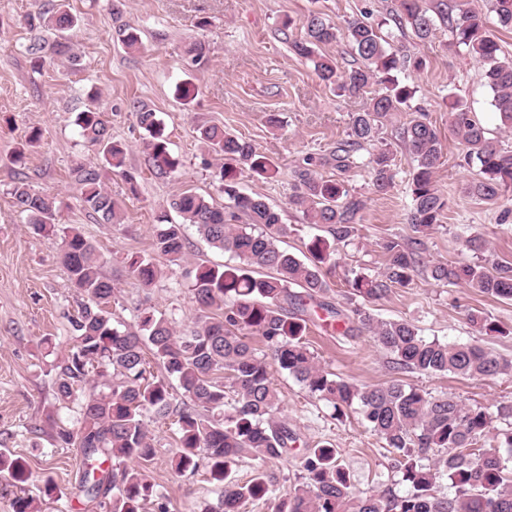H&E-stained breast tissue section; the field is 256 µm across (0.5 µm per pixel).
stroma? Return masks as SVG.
<instances>
[{"mask_svg":"<svg viewBox=\"0 0 512 512\" xmlns=\"http://www.w3.org/2000/svg\"><path fill=\"white\" fill-rule=\"evenodd\" d=\"M69 4L80 19L73 38L79 63L73 66L58 58L35 72L24 52L30 35L20 23L35 0H0V448L26 460L30 495H38L45 479L53 480L58 498L43 504V512H99L78 489V471L83 466L80 452L61 447L52 438L53 425L69 427L76 418L74 412L57 406L49 375L51 359L42 345L46 339L65 346L70 343L67 315L74 312L77 296L67 286V272L59 259L61 238L36 231L26 215L13 208L9 188L18 177L27 176L36 191L55 197L59 222L78 227L94 244L116 286L111 303L115 321L136 325L137 308L146 302L173 319L176 329H186L196 310L189 270L200 263L232 265L235 257L210 248L195 227H186V263L147 292L129 274L126 258L151 253L157 218L179 189L190 187L223 203L210 158L198 139L199 127L222 125L276 164L275 177L246 174L240 178V188L264 197L281 212L284 223L292 228L283 240L284 248L305 255L308 240L319 229L288 206L294 172L307 155L329 153L337 141L345 139L349 114L362 102L337 96L312 65L279 38L277 29L284 18L299 20L312 11L339 26L367 13L377 19L385 15L392 0H126L123 19L141 31L143 45L137 51L125 49L117 39L111 0H69ZM203 19L209 22L204 29L198 26ZM383 32L408 55L421 59V67L408 68L399 78L415 88L416 105L441 133L443 157L435 180L447 208L440 226L424 240V260L475 261L463 242L477 235L489 243L495 258L512 261V192L495 205L464 193L476 170L465 164L462 148L448 126L447 95L453 92L477 113L493 137L512 148V133L498 128L493 93L481 64L454 45L444 26L428 43L392 26ZM195 39L204 40L209 48L208 61L201 67L191 64L183 53ZM181 83L198 91L190 104L175 95ZM92 91L110 115L113 139L126 144V167L136 176L130 185L110 169L102 171L105 187L121 207L122 221L114 225L88 216L70 179L75 163L99 161L75 123L77 113L89 106ZM133 99L154 109L165 125L170 153L178 161L170 176L158 177L152 171L143 149L146 133L128 109ZM270 112L281 114V127H268ZM409 118V113H399L382 129L396 163L395 184L387 195L373 194L368 168L350 174V187L366 205L355 236L339 245L329 277L327 299L340 309L350 307L347 279L357 273L381 272L384 258L378 241L412 234L407 217L415 163L398 137ZM34 127L41 128L42 138L30 146L26 140ZM21 147L26 150L25 159L14 162L13 155ZM370 309L383 319L413 321L427 337L476 341L512 360V301L463 284H439L418 271L410 285L392 289L371 302ZM472 309L487 313L504 328V335L476 336L466 321ZM306 339L320 363L340 378L377 385L395 377L389 355L368 334L342 336L326 331L317 320L310 324ZM271 378L283 399L281 415L299 435L287 455L268 465L279 487L296 481L306 450L323 442L335 446L356 490H379L397 480L393 453L357 413L333 419L331 408L293 377L275 368ZM403 379L432 395L486 407L492 415V431L512 427V419L497 412L498 406L512 404V374L469 379L407 373ZM150 430L156 454L144 469L170 512H202L214 504L216 487L205 472L180 476L172 470L174 425L166 420L151 424Z\"/></svg>","mask_w":512,"mask_h":512,"instance_id":"1","label":"stroma"}]
</instances>
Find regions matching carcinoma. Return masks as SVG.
<instances>
[{
	"label": "carcinoma",
	"mask_w": 512,
	"mask_h": 512,
	"mask_svg": "<svg viewBox=\"0 0 512 512\" xmlns=\"http://www.w3.org/2000/svg\"><path fill=\"white\" fill-rule=\"evenodd\" d=\"M125 7V0H112L113 19L119 22L116 33L127 48L137 50L142 45L140 29L120 23ZM492 7L502 26H512V0H492ZM439 23L482 63L501 125L512 129V58L502 56L475 11H456L447 0H395L377 22L356 19L341 28L320 12L309 13L298 25L284 21L279 34L295 54L340 94L367 96L366 105L350 113L347 137L328 156L309 155L295 171L289 205L324 231L307 243L303 260L281 246L291 229L282 223L280 213L263 197L240 189L239 176L245 171L273 177V162L221 125L200 127L199 141L214 157L213 177L225 205L217 206L191 188L178 191L168 203L178 220L166 214L159 217L152 243V252L165 263L137 253L127 261L129 274L140 286L152 287L187 259L188 224L211 247L239 259L235 266L195 268L192 291L197 309L185 336L150 307L139 310L136 329L115 327L111 302L116 287L93 243L75 227L58 226L53 199L26 181L18 180L9 189L12 206L28 215L37 231L61 232L62 262L69 287L80 300L76 313L67 315L72 346L56 357L51 369L57 400L77 409L75 423L59 428L56 441L80 449V488L105 512H142L143 503L156 495L141 467L155 456L148 422L170 418L176 425L174 471L183 475L203 468L217 488V504L204 512H239L249 500L269 503L272 512H512V428L498 433L496 444L487 448L482 444L492 423L487 408L436 397L400 379L383 385L339 379L321 365L306 342L311 316L321 313L327 326L345 335L369 333L398 371L465 378L512 374V360L478 344L429 339L409 320L380 319L363 305L345 314L326 301L337 248L355 235L365 201L345 180L319 176L318 168L330 165L347 174L356 166L355 154L366 149L373 191L387 194L394 185L395 156L387 145L378 147L376 142L385 122L407 111L414 116L399 136L416 162L409 215L414 237L381 239L383 271L375 277L356 274L348 279V298L378 300L394 287L407 286L423 266L436 282L463 283L479 293L512 300V262L427 265L421 257L423 238L441 223L447 208L435 184L442 142L425 111L412 105L416 89L397 77L422 61L385 39L382 27L392 24L430 42ZM77 24L68 0H40L26 13L23 25L30 41L25 54L31 68L39 71L59 56L77 64L68 36ZM341 41L353 58L343 70L336 59L319 52ZM207 53L200 40L186 50L195 65L207 62ZM448 98L450 130L466 163L477 167V177L464 192L494 204L512 189V150L488 137L460 98L452 93ZM129 107L148 133L144 146L155 173L173 172L178 162L170 154L157 113L137 100ZM76 124L103 162L134 183L136 177L125 169V147L112 138L109 113L89 107L77 114ZM70 177L83 207L97 222L121 223L119 204L102 185L99 166L80 162ZM467 321L478 335L504 333L480 310L469 311ZM254 336L262 343L259 349L251 343ZM153 364L159 372L151 371ZM272 364L328 404L336 418L346 409L358 411L371 431L397 453L394 468L405 490L387 485L379 491L356 492L350 472L340 465L330 443L307 449L298 480L285 490L277 487L266 465L287 455L297 436L288 420L278 416L281 398L270 377ZM432 458L435 462L428 463ZM244 459L254 461L256 469L240 483L233 469ZM0 473L8 474L18 489L13 512H40L24 488L29 479L25 460L0 452Z\"/></svg>",
	"instance_id": "obj_1"
}]
</instances>
